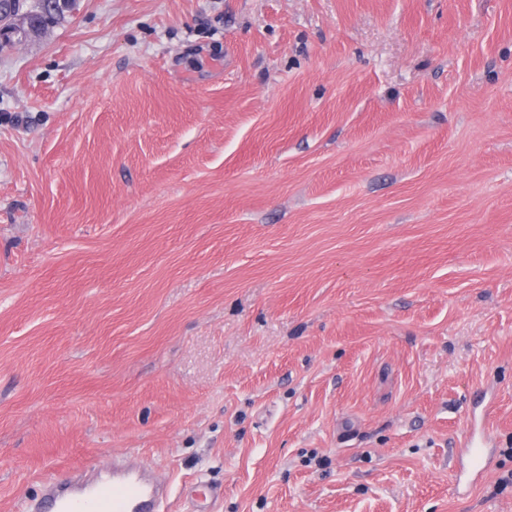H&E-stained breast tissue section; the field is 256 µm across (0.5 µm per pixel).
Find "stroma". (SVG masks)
Segmentation results:
<instances>
[{
  "label": "stroma",
  "instance_id": "1",
  "mask_svg": "<svg viewBox=\"0 0 512 512\" xmlns=\"http://www.w3.org/2000/svg\"><path fill=\"white\" fill-rule=\"evenodd\" d=\"M116 461L160 512H512V0H74L0 49V512ZM493 442V437L488 431L477 435L474 431H465L460 441L458 455L465 459L458 478V486L471 487L477 484L483 475L496 466L495 456L487 450Z\"/></svg>",
  "mask_w": 512,
  "mask_h": 512
}]
</instances>
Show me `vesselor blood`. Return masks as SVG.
Wrapping results in <instances>:
<instances>
[{"label":"vessel or blood","instance_id":"1","mask_svg":"<svg viewBox=\"0 0 512 512\" xmlns=\"http://www.w3.org/2000/svg\"><path fill=\"white\" fill-rule=\"evenodd\" d=\"M490 433L465 431L458 454L464 464L458 484L470 487L496 465ZM161 497L147 466L113 470L110 477L88 486H75L57 476L44 484L37 512H159Z\"/></svg>","mask_w":512,"mask_h":512}]
</instances>
